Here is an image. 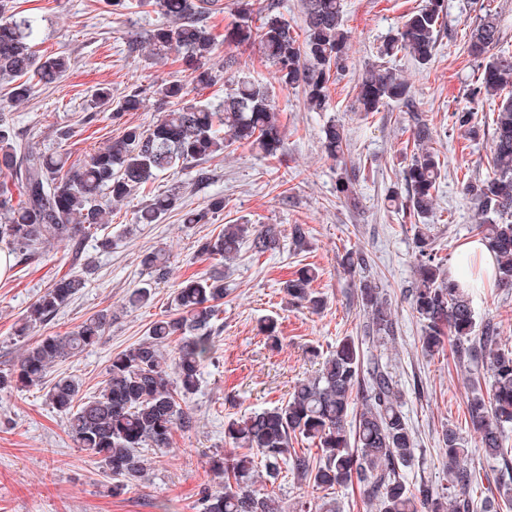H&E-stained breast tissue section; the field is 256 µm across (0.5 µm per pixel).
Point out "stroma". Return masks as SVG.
Wrapping results in <instances>:
<instances>
[{
	"label": "stroma",
	"mask_w": 512,
	"mask_h": 512,
	"mask_svg": "<svg viewBox=\"0 0 512 512\" xmlns=\"http://www.w3.org/2000/svg\"><path fill=\"white\" fill-rule=\"evenodd\" d=\"M423 2L345 0L349 59L345 71L332 79L325 112L309 111L300 90L278 84L255 46L219 45L214 64L233 57L232 75L268 86L283 125L280 158L268 160L247 147L232 146L207 161V188L196 187L195 170L189 167L167 173L114 205L103 236L111 239V247H102V238L63 241L51 245L43 260L13 263L9 276L0 280V371L12 369L30 341L65 334L106 311L113 320L102 339L50 370L54 377L75 378L85 394L101 386L112 354L145 339L154 321L173 314L174 292L183 280L223 274L224 306L214 358L188 403L191 428L175 429L169 447L143 449L145 470L122 494H113L111 478L73 443L45 389L0 392V512H198L202 490L217 487L211 461L230 448L225 423L284 403L295 382L313 375L339 340L363 336L367 313L358 288L364 279L377 285L399 327L388 356L418 444L406 470L408 480L445 481L440 440L446 427L463 438L484 481L512 479L501 462L485 458L466 410L467 377L485 374V360L475 359L464 368L456 364L451 347L432 356L421 349V323L407 296L416 275L414 221L387 202L392 190L404 186L402 172L413 148L408 115L395 102L368 115L357 100L359 81L376 63L382 42ZM11 6L34 19L38 53L70 58L61 80L36 86L12 111L15 130L36 150L65 153L70 163L82 164L121 136L126 126L146 128L160 118L166 107L154 94L157 82L189 76L181 57L158 58L143 43L145 33L165 21L154 8L117 11L110 0H11ZM485 7L498 14L512 46V0H445L432 61L421 65L402 52L389 63L408 82L414 105L438 133L434 147L444 165L429 222L439 257L453 269L461 245L476 236V207L462 194L461 182L484 178L490 171L492 117L499 104L495 98L469 101L479 63L468 55L466 41ZM102 84L111 86L116 99L138 88L142 109L118 119L107 112L92 113L91 93ZM467 105L473 106L481 126L476 140L452 127V112ZM332 119L343 125L346 136L340 165L321 148L323 128ZM61 128L69 129L67 139L57 137ZM344 164L356 169L360 205L355 209L336 193ZM167 189L178 192L180 209L155 224L135 223L136 213ZM215 195L224 198L222 212L204 224L182 222L184 210L203 209ZM228 224L275 225L282 248L261 256L245 249L230 263L200 256L198 240L219 234ZM295 224L308 225L311 231L310 246L301 253L290 245ZM158 249L169 257L168 275L162 280L141 263L144 253ZM356 250L368 254L371 262L354 272L342 259ZM305 264L319 273L312 287L325 305L318 311L289 303L281 289ZM67 273L85 279L82 291L51 322L37 325L29 335H16L30 305ZM140 286L151 287L150 304L126 306L127 294ZM473 300L478 317L495 318L502 345L512 348V288L490 280L474 292ZM267 318L279 324L278 344L268 342L260 330ZM255 488L275 493L289 510L303 500L313 512L327 502L336 503L339 512H374L359 488L316 487L289 466L274 481L258 475Z\"/></svg>",
	"instance_id": "stroma-1"
}]
</instances>
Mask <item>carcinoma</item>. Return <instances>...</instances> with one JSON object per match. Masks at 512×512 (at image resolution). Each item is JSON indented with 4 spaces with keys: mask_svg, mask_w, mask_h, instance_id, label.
I'll use <instances>...</instances> for the list:
<instances>
[{
    "mask_svg": "<svg viewBox=\"0 0 512 512\" xmlns=\"http://www.w3.org/2000/svg\"><path fill=\"white\" fill-rule=\"evenodd\" d=\"M9 0H0V75L13 79L7 96L0 97V243L31 263L46 255L53 242L95 236L112 221V204L168 171L199 164L224 153L234 144L249 146L261 157L282 155L283 132L267 87L246 76L231 79L224 102L214 106L188 99L190 87L206 88L219 74L206 66L217 50V38L207 15L218 0H112L129 9L153 6L168 22L149 31L147 42L155 54L175 53L191 63L189 81L163 80L154 94L173 109L148 129L127 126L122 135L80 165L65 154L43 153L17 139L11 123L15 104L28 99L34 84L56 83L69 69L63 54L38 55L31 39L33 20L9 14ZM444 0H425L408 15L400 31L379 49L382 57L405 51L420 65L428 64L437 47V27ZM304 28L297 34L274 0L261 7L262 23L251 24L250 2L224 29L228 45L256 44L274 67L279 84L301 90L311 112L329 107L331 73L343 70L348 59V31L342 0H303ZM503 36L497 14L485 11L474 25L467 44L469 55L482 60V71L470 89V102L485 96L501 99L493 119L492 168L482 180L467 181L462 190L476 206V231L495 255L498 285L512 286V50L501 47ZM361 111H379L389 102L413 107L407 82L381 67L369 69L358 85ZM101 112H136L143 103L138 90L125 94L112 107V88L91 94ZM414 149L403 170L406 194L393 191L388 202L415 218L416 277L408 289L414 311L422 322L421 348L440 350L455 337L458 362L478 355L489 360L490 388L472 386L467 411L488 459L512 462V350L499 347L494 320H478L469 289L450 279L435 251V237L426 218L433 210L434 192L441 175L438 153L428 147L432 133L424 120L412 115ZM473 108L452 113L453 125L468 136L479 134ZM327 156L343 154L344 129L334 121L323 128ZM356 171L341 174L336 192L352 208L360 200L354 189ZM179 196L171 190L154 196L138 213L136 222L154 224L177 209ZM224 210V198L208 200L204 210H188L183 223L201 224L208 214ZM264 254L280 248L277 232L251 224H228L217 237L198 241L197 252L237 258L243 245ZM161 251L148 253L143 264L161 278L166 272ZM316 269L305 265L282 282L293 300L317 310L324 300L310 291ZM86 285L78 275L57 279L29 307L20 333L51 321ZM367 311L366 329L372 342L384 346L396 339V322L377 286L360 284ZM176 312L153 322L148 338L115 353L108 360L103 386L84 396L71 377L56 379L48 390L52 407L66 418V429L77 447L102 464L119 491L136 482L145 466L142 448H166L172 432L190 422L187 400L198 390L203 366L214 359L216 320L224 305V277L189 278L176 289ZM112 315L101 312L87 318L63 336H45L27 347L17 365L0 372V391L45 385L59 360L75 355L102 337ZM182 337L175 354L169 340ZM302 436L317 443L321 455L311 460L292 456V441ZM224 436L235 448L212 461L224 491L202 492L199 512H285L282 501L254 489L255 472L263 466L275 479L281 465L293 458V469L317 487L358 485L374 512H474L467 490L477 480L469 465V450L459 434L446 429L440 451L448 458L447 484L441 488L421 480L410 482L405 468L415 458L416 442L402 409V392L382 356L366 359L359 343L344 337L322 361L318 373L299 380L288 401L245 419H231Z\"/></svg>",
    "mask_w": 512,
    "mask_h": 512,
    "instance_id": "1",
    "label": "carcinoma"
}]
</instances>
